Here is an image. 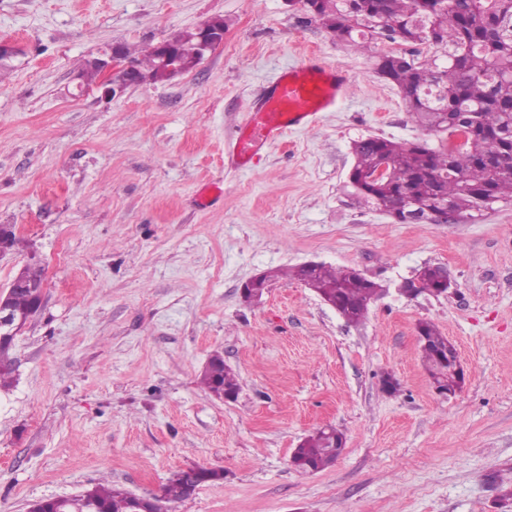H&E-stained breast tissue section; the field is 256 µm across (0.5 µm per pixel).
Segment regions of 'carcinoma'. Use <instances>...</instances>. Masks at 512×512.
Returning a JSON list of instances; mask_svg holds the SVG:
<instances>
[{"label": "carcinoma", "instance_id": "1", "mask_svg": "<svg viewBox=\"0 0 512 512\" xmlns=\"http://www.w3.org/2000/svg\"><path fill=\"white\" fill-rule=\"evenodd\" d=\"M307 20L331 31L336 40L373 54L376 72L392 83L417 122L430 130L470 132L465 152L448 159L443 149L425 143H400L380 137L354 141V164L348 182L356 193L375 204L399 224H408L406 212H425L447 204L460 220L477 222L495 206L512 205V0H302ZM403 44H429L435 53L420 59L416 51L373 53L380 39ZM195 32H181L183 61L192 57ZM143 80H156L159 59L155 50L144 58L125 46ZM494 160L492 171L485 160ZM386 165L388 175L369 177ZM294 275L321 297L336 304L350 323L361 322L367 300L379 285L348 268L320 266L311 273L298 267ZM442 271L427 266L416 275L415 295L440 294ZM11 306L25 314L34 307L31 293L18 290ZM419 335L428 344L426 359L444 346L445 337L424 322ZM12 345L0 344V390L14 381ZM440 388L454 392L463 377L446 367L438 371ZM201 384L219 399H233L240 389L237 374L214 354L201 372ZM343 434L320 429L305 438L291 455L303 472H318L332 465L339 454L336 441ZM220 481L218 471L191 467L176 471L163 495L150 502L167 503L189 497L195 484ZM67 512H133L127 491L99 484L70 500Z\"/></svg>", "mask_w": 512, "mask_h": 512}]
</instances>
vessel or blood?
Wrapping results in <instances>:
<instances>
[{"mask_svg": "<svg viewBox=\"0 0 512 512\" xmlns=\"http://www.w3.org/2000/svg\"><path fill=\"white\" fill-rule=\"evenodd\" d=\"M349 82L344 69L319 63L283 71L264 98L253 105L233 146L234 165L249 169L254 159L286 132L311 127L320 113L331 111L345 97Z\"/></svg>", "mask_w": 512, "mask_h": 512, "instance_id": "vessel-or-blood-1", "label": "vessel or blood"}]
</instances>
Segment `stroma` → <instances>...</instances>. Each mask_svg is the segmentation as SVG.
<instances>
[{
    "instance_id": "stroma-1",
    "label": "stroma",
    "mask_w": 512,
    "mask_h": 512,
    "mask_svg": "<svg viewBox=\"0 0 512 512\" xmlns=\"http://www.w3.org/2000/svg\"><path fill=\"white\" fill-rule=\"evenodd\" d=\"M216 16L224 41L192 71L75 94L101 47L145 51ZM302 17L286 0H0V40L24 48L0 67V224L20 228L47 280L0 391V512L100 483L152 497L195 466L224 479L170 512H498L488 475L512 487V205L398 224L348 195L353 140L447 135ZM310 57L347 69L348 95L234 168L251 105ZM211 183L221 196L200 203ZM310 261L385 292L350 324L294 277ZM427 265L447 269V293L401 294ZM424 321L458 350L454 394L422 362ZM217 352L235 400L200 383ZM324 427L343 433L342 455L295 470L293 449Z\"/></svg>"
}]
</instances>
